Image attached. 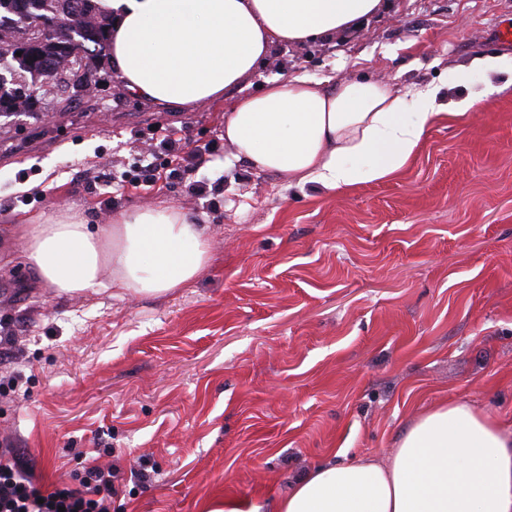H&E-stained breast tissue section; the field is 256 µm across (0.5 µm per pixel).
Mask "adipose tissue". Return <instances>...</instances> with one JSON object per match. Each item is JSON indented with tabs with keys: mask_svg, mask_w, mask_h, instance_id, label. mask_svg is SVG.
<instances>
[{
	"mask_svg": "<svg viewBox=\"0 0 512 512\" xmlns=\"http://www.w3.org/2000/svg\"><path fill=\"white\" fill-rule=\"evenodd\" d=\"M112 20V66L133 93L159 105L221 97L250 77L273 42L304 43L356 28L383 0H95ZM439 86L396 90L361 77L268 81L224 112V139L252 169L339 192L389 178L418 153L441 116L476 104L443 103ZM27 261L57 293L107 284L158 297L208 265L203 226L179 209L142 207L102 232L64 210L23 226ZM273 512H512V419L451 400L418 418L386 462H328L298 477Z\"/></svg>",
	"mask_w": 512,
	"mask_h": 512,
	"instance_id": "obj_1",
	"label": "adipose tissue"
}]
</instances>
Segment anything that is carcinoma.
Listing matches in <instances>:
<instances>
[{
	"label": "carcinoma",
	"instance_id": "obj_1",
	"mask_svg": "<svg viewBox=\"0 0 512 512\" xmlns=\"http://www.w3.org/2000/svg\"><path fill=\"white\" fill-rule=\"evenodd\" d=\"M60 17L69 38L39 36L38 19ZM0 116L32 109L38 95L63 85L91 86L109 23L94 0H0Z\"/></svg>",
	"mask_w": 512,
	"mask_h": 512
}]
</instances>
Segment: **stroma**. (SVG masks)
Wrapping results in <instances>:
<instances>
[{"label":"stroma","mask_w":512,"mask_h":512,"mask_svg":"<svg viewBox=\"0 0 512 512\" xmlns=\"http://www.w3.org/2000/svg\"><path fill=\"white\" fill-rule=\"evenodd\" d=\"M331 39L271 46L220 98L161 107L102 63L89 91L0 117V461L50 492L111 468L112 512H200L233 495L268 512L329 460L385 459L443 401L512 414V86L447 84L512 56V0H385ZM367 75L476 98L394 177L340 193L257 172L232 146L184 176L122 189L165 132L223 142L224 110L267 80ZM223 179L198 193L199 180ZM204 225L211 260L161 297L41 285L20 224L69 209L106 228L140 206ZM469 70L487 74L489 72H508L511 79L505 83V86H512V57L501 56H481L472 60Z\"/></svg>","instance_id":"stroma-1"}]
</instances>
